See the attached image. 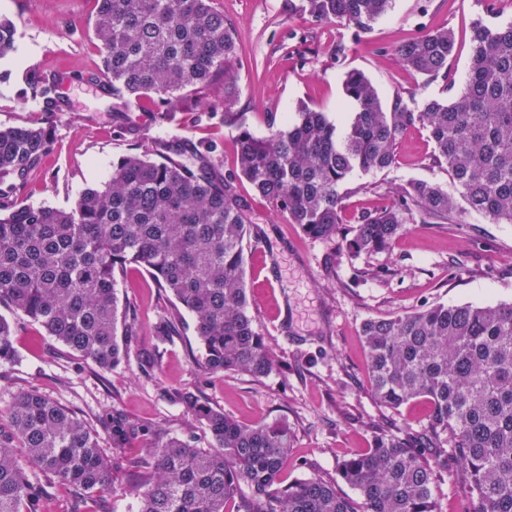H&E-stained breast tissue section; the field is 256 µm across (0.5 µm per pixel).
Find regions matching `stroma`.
<instances>
[{
  "instance_id": "35a3bbf8",
  "label": "stroma",
  "mask_w": 512,
  "mask_h": 512,
  "mask_svg": "<svg viewBox=\"0 0 512 512\" xmlns=\"http://www.w3.org/2000/svg\"><path fill=\"white\" fill-rule=\"evenodd\" d=\"M212 3L234 27L233 109L244 113L258 136L267 135L270 126L285 127L301 103L343 124L351 110L343 80L352 70L368 77L387 104L398 94L418 103L448 98L447 79L463 81L468 70L473 21H512V0H392L387 13L357 35L339 22L288 15L285 0ZM1 17L15 28L16 51L0 61V128L36 123L44 116L25 80L26 69L71 79L62 95L63 110L55 115L52 146L17 191V200L69 208L84 188L105 181L113 162L132 145L159 136L217 143L216 160L224 174L235 175L238 198L261 230L245 252L246 281L256 327L278 365L262 378L202 373L193 362L199 349L192 316L182 315L179 336L157 341L156 321L177 312V303L149 273L131 266L118 275L117 293L136 334L129 339L126 360L109 371L0 306V316L14 325L16 350L14 362L0 368V413L7 412L16 394L35 388L94 424L103 450L111 448L104 422L115 411L171 436L192 431L196 446L206 448L211 444L207 427L189 422L175 399L188 389L243 424L288 421L293 448L281 481L316 476L335 483L339 495L355 498L340 480L339 462L366 450L382 429L420 439L430 414L421 400L393 410L372 398L361 323L439 303H511L512 224H496L463 208L458 223L411 222L390 250L352 255L341 241L303 234L236 176V134L223 124L196 126L182 112L165 121L162 107L151 100L121 113L111 94L95 93L90 83L101 77L102 68L94 0H0ZM443 24L457 44L447 78L411 75L397 61L394 46ZM340 41L348 50L337 61L331 50ZM433 151L427 131L416 126L401 136L392 167L350 175L344 184L345 224H353L362 211L386 205L391 192L411 180L429 181L456 195L447 171L433 164ZM150 441L145 435L125 449L111 486L86 500L85 512H136L140 477L126 462ZM434 496L440 512L473 508L468 479L459 469L440 477Z\"/></svg>"
}]
</instances>
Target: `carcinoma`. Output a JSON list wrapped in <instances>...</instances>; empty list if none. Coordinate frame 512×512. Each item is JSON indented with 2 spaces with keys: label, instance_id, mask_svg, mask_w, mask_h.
Listing matches in <instances>:
<instances>
[{
  "label": "carcinoma",
  "instance_id": "carcinoma-1",
  "mask_svg": "<svg viewBox=\"0 0 512 512\" xmlns=\"http://www.w3.org/2000/svg\"><path fill=\"white\" fill-rule=\"evenodd\" d=\"M94 2L103 72L124 105L151 94L171 108L185 92L206 93V103H183L180 111L195 122L222 113L224 127L237 132L239 173L308 236L340 233L347 177L390 168L398 139L416 125L428 132L434 163L447 168L469 210L512 224V22L472 24L467 75L459 85L449 82L445 102L410 106L397 95L387 107L364 74L350 71L343 90L353 111L344 128L301 105L287 127L256 137L244 113L232 111L233 27L211 0ZM390 2L288 0V15L340 21L358 35ZM14 49L11 25L0 19V59ZM453 50L445 26L393 48L410 73L445 79ZM25 78L48 110H62L52 98L56 79L36 70ZM53 128L49 119L0 128V305L110 370L127 354L118 340L117 277L140 266L194 317L204 373L267 376L277 361L255 326L245 281L251 219L212 147L156 139L112 163L109 177L69 209L20 203L14 193L49 151ZM457 215L448 192L412 180L388 205L361 212L342 241L354 255L383 252L406 221L455 224ZM13 333L0 317V367L15 360ZM154 333L165 342L179 335L178 325L163 315ZM361 336L374 398L395 410L426 401L428 431L442 456L430 460L409 440L376 433L371 448L338 467L359 494L358 509L321 478L280 482L292 442L287 422L244 425L187 390L176 399L187 417L206 425L212 444L197 447L190 430L175 438L153 431L135 461L144 486L137 512H227L244 487L252 496L237 512H439L433 486L450 458L468 474L475 512H512V304L440 303L368 319ZM106 430L117 455L140 433L119 413ZM112 469L96 430L35 389L0 414V512H45L46 491L31 473L85 499L108 489Z\"/></svg>",
  "mask_w": 512,
  "mask_h": 512
}]
</instances>
